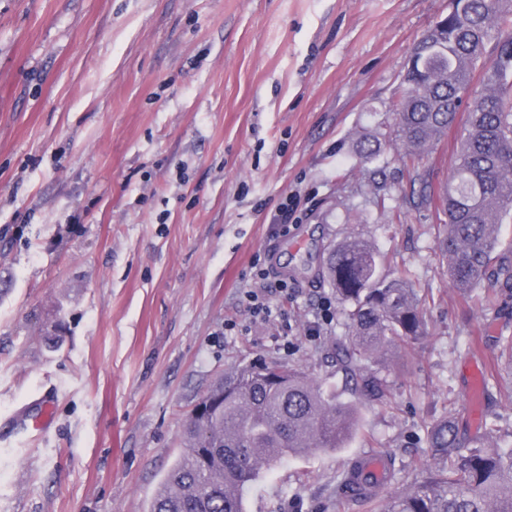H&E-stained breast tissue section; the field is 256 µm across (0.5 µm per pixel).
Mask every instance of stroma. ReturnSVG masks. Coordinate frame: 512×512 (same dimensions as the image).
Here are the masks:
<instances>
[{
  "instance_id": "1",
  "label": "stroma",
  "mask_w": 512,
  "mask_h": 512,
  "mask_svg": "<svg viewBox=\"0 0 512 512\" xmlns=\"http://www.w3.org/2000/svg\"><path fill=\"white\" fill-rule=\"evenodd\" d=\"M449 9L0 0V420L55 395L39 438L0 424V512H149L193 406L237 367L295 368L351 399L334 358L346 316L315 276L349 234L408 273L427 334L368 362L389 401L360 402L345 448L261 473L244 512H368L342 490L349 461L385 454L380 496L411 487L450 415L512 445V372L468 380L512 337V296L490 308L452 288L441 215L413 184L446 183L461 128L416 172L394 136L412 51ZM368 134L382 149L364 162ZM288 199L296 226L278 237ZM259 258L267 320L244 297ZM296 210L297 204L292 199L279 206L270 222L274 235L287 236L290 233L291 227L296 226V223H293Z\"/></svg>"
}]
</instances>
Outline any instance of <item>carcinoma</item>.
Listing matches in <instances>:
<instances>
[{
    "mask_svg": "<svg viewBox=\"0 0 512 512\" xmlns=\"http://www.w3.org/2000/svg\"><path fill=\"white\" fill-rule=\"evenodd\" d=\"M480 61L497 77L473 96L448 181L435 197L448 217L439 237L453 287L462 294L481 288L491 305L512 294V250L497 244V225L512 216V0H457L414 47L395 133L401 159L418 171L454 125L456 101ZM380 151L378 138L360 141L361 159ZM385 264L369 240L347 236L327 249L320 272L347 316L336 367L352 377L359 397L375 402L387 385L365 363L426 335L409 277L385 274ZM204 398L219 404L207 416L189 415L183 448L149 512H244L245 489L261 472L309 450L342 448L359 424L356 404L292 369L236 368ZM428 443L435 466L414 487L377 500L363 493L352 464L344 491L377 512H512V448L466 438L452 416L431 428Z\"/></svg>",
    "mask_w": 512,
    "mask_h": 512,
    "instance_id": "cac0c4a2",
    "label": "carcinoma"
}]
</instances>
